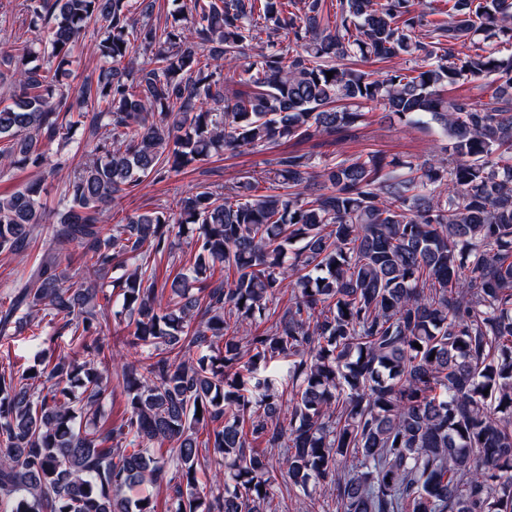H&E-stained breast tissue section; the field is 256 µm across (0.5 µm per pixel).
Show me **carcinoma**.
Returning a JSON list of instances; mask_svg holds the SVG:
<instances>
[{"mask_svg": "<svg viewBox=\"0 0 512 512\" xmlns=\"http://www.w3.org/2000/svg\"><path fill=\"white\" fill-rule=\"evenodd\" d=\"M155 8L28 0L51 64L33 42L0 54V165L106 131L76 146L93 158L64 175L56 223L40 177L0 197V253L45 239L0 336L62 320L81 347L0 371V512H157L122 495L143 483L171 512H285L295 490L307 512H512V53L492 44H512V0H190L162 25ZM91 30L98 73L71 100ZM423 114L448 139L430 158L290 151L102 224L149 177ZM186 226L194 261L160 283L151 259ZM112 303L154 352L124 363L98 340ZM286 358L283 392L258 371ZM114 367L127 408L99 426ZM123 495L131 499H137L144 495H151L154 501L157 502V512H168L167 510L172 506L169 491L165 486H161L160 488H151L145 485L128 486L123 489Z\"/></svg>", "mask_w": 512, "mask_h": 512, "instance_id": "cac0c4a2", "label": "carcinoma"}]
</instances>
